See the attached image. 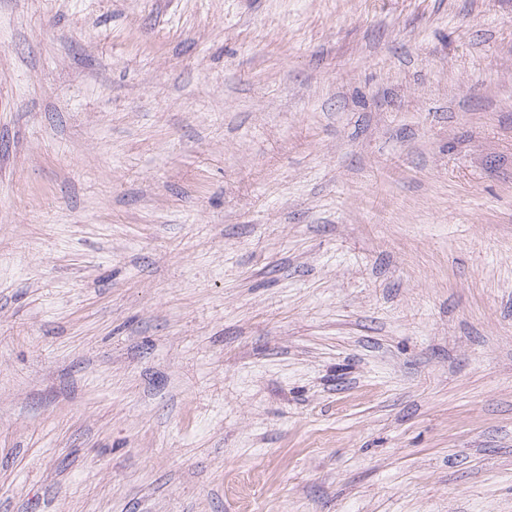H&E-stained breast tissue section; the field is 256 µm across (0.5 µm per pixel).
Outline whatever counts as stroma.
Masks as SVG:
<instances>
[{"mask_svg":"<svg viewBox=\"0 0 512 512\" xmlns=\"http://www.w3.org/2000/svg\"><path fill=\"white\" fill-rule=\"evenodd\" d=\"M0 512H512V0H0Z\"/></svg>","mask_w":512,"mask_h":512,"instance_id":"obj_1","label":"stroma"}]
</instances>
